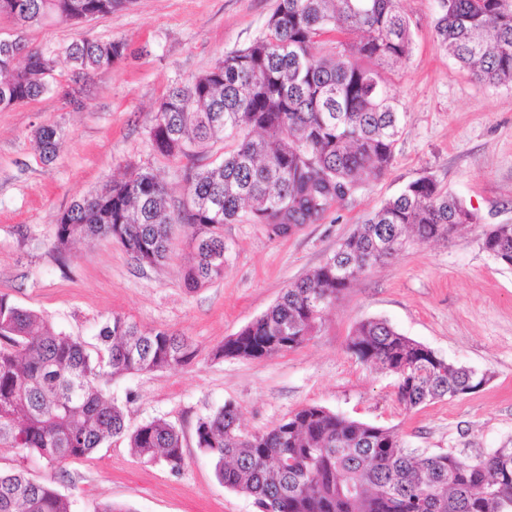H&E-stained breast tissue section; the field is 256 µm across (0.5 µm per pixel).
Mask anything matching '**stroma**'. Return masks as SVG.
<instances>
[{
	"mask_svg": "<svg viewBox=\"0 0 512 512\" xmlns=\"http://www.w3.org/2000/svg\"><path fill=\"white\" fill-rule=\"evenodd\" d=\"M275 7L276 0H136L77 28L58 23L21 30L0 19V37L20 33L52 53L64 84L70 75L64 48L73 37L128 46L125 58L82 85L79 108L52 92L0 111V293L91 352L100 346L103 322L115 314L145 331L189 337L196 349L188 364L104 385L131 424L162 418L181 430V471L142 463L126 439H111L67 464L57 488L73 512H97L105 502L130 512H258L251 497L217 480L195 445L197 419L228 401L249 434L313 405L395 429L422 452L471 462L512 439V266L482 247L486 230L512 224V87L479 84L448 56L434 30L439 0H399L413 45L407 59L380 69L401 112L391 168L318 223L285 238L246 217L224 225V277L195 290L182 277L194 255L188 226H176L166 263L155 267L138 265L105 237L55 249L57 214L131 172H153L180 197L181 164L153 150L151 117L170 86L248 46ZM43 124L56 126L62 138L49 164L35 147L34 131ZM424 175L478 212L481 223L459 226L445 239H409L345 290L298 349L261 360L214 358L224 338L262 315L386 199ZM371 318L487 373L488 382L405 410L395 377L347 350L354 328Z\"/></svg>",
	"mask_w": 512,
	"mask_h": 512,
	"instance_id": "35a3bbf8",
	"label": "stroma"
}]
</instances>
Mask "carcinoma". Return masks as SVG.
I'll return each mask as SVG.
<instances>
[{"label":"carcinoma","instance_id":"obj_1","mask_svg":"<svg viewBox=\"0 0 512 512\" xmlns=\"http://www.w3.org/2000/svg\"><path fill=\"white\" fill-rule=\"evenodd\" d=\"M130 0H0V17L21 28L105 19ZM435 29L448 53L487 86H512V0H439ZM410 25L398 0H277L265 30L224 54L209 71L171 86L149 129L153 150L183 162L182 194L172 198L140 170L73 201L55 219L54 248L110 237L138 264L168 259L175 225L195 228L188 288L224 277L220 229L245 212L259 224H315L351 197L364 177L383 176L400 133L398 102L379 67L407 58ZM126 52L122 41L76 38L65 48L72 82H87ZM60 84L54 57L23 38L0 39V111L30 103ZM40 157L52 161L58 129L35 130ZM224 143L220 160L207 161ZM480 218L431 175L411 183L357 225L332 256L284 288L277 301L216 358L259 360L294 351L315 332L339 296L406 237L448 236ZM483 248L512 266V224L486 231ZM101 349L57 330L0 294V447L63 464L114 438L128 440L144 463L179 472L181 431L164 419L131 425L100 387L112 377L190 362L188 337L145 332L113 315L98 333ZM357 360L396 377L397 398L411 411L454 399L487 381L395 330L360 322L347 345ZM196 446L230 490L254 499L258 512H512V440L471 464L451 453L427 455L392 428L319 406H304L262 434L240 432L228 402L198 418ZM50 478L0 471V512H72Z\"/></svg>","mask_w":512,"mask_h":512}]
</instances>
